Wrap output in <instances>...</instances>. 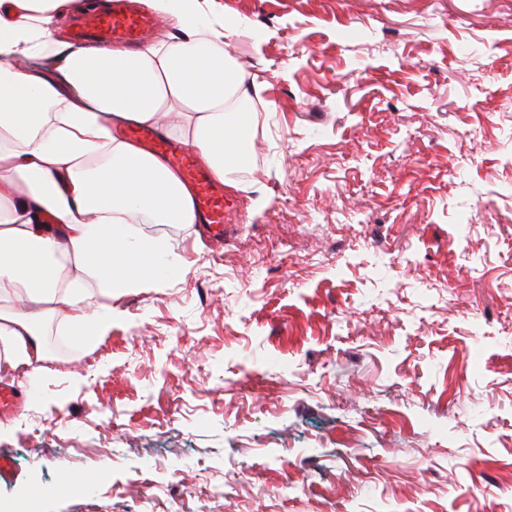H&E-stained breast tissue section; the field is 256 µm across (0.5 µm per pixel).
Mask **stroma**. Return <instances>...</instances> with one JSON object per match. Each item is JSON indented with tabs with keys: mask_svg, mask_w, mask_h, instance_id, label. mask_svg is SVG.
Wrapping results in <instances>:
<instances>
[{
	"mask_svg": "<svg viewBox=\"0 0 512 512\" xmlns=\"http://www.w3.org/2000/svg\"><path fill=\"white\" fill-rule=\"evenodd\" d=\"M223 244L14 385L10 512H512V0H216ZM96 369H88V361Z\"/></svg>",
	"mask_w": 512,
	"mask_h": 512,
	"instance_id": "35a3bbf8",
	"label": "stroma"
}]
</instances>
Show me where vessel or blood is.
I'll list each match as a JSON object with an SVG mask.
<instances>
[{
  "mask_svg": "<svg viewBox=\"0 0 512 512\" xmlns=\"http://www.w3.org/2000/svg\"><path fill=\"white\" fill-rule=\"evenodd\" d=\"M158 24V19L153 15L116 7L109 13L92 11L85 14L75 37L79 40L96 39L132 46L145 39ZM131 134L180 171L183 179L194 189L196 210L206 222L210 234L223 237L224 226L231 221L233 206L214 187L211 178L198 165L191 151L161 139L152 127L139 126L133 128Z\"/></svg>",
  "mask_w": 512,
  "mask_h": 512,
  "instance_id": "obj_1",
  "label": "vessel or blood"
}]
</instances>
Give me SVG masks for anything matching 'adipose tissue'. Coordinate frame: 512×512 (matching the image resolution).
<instances>
[{
  "mask_svg": "<svg viewBox=\"0 0 512 512\" xmlns=\"http://www.w3.org/2000/svg\"><path fill=\"white\" fill-rule=\"evenodd\" d=\"M171 25L153 44L64 47L78 0H0V365L40 362L39 319L112 325L114 298L165 282L181 264L138 224H195L192 191L128 139L156 127L192 148L218 182L250 155L240 137L259 95L224 47L215 0H140ZM58 65L64 83L20 59Z\"/></svg>",
  "mask_w": 512,
  "mask_h": 512,
  "instance_id": "adipose-tissue-1",
  "label": "adipose tissue"
}]
</instances>
